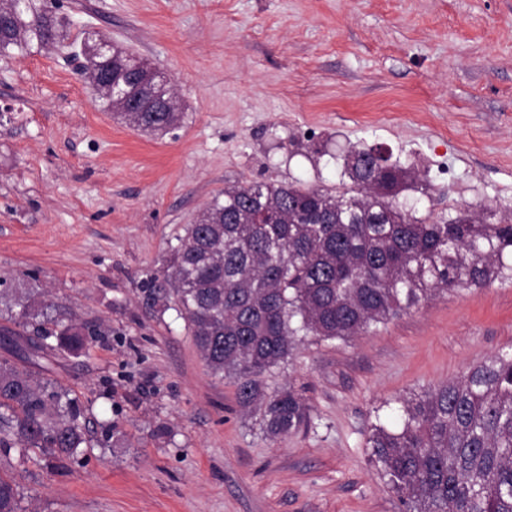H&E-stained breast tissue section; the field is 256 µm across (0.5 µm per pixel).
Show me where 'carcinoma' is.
<instances>
[{"label": "carcinoma", "mask_w": 512, "mask_h": 512, "mask_svg": "<svg viewBox=\"0 0 512 512\" xmlns=\"http://www.w3.org/2000/svg\"><path fill=\"white\" fill-rule=\"evenodd\" d=\"M0 55L65 45L70 24L42 0L18 11ZM125 51L96 67L117 77ZM149 111L141 131L181 121L137 91ZM339 187L259 181L224 187L172 249L164 282L208 367L232 378L238 404L258 411L271 438L309 422L293 390L268 394L263 377L304 336L349 340L448 291L512 280V212L416 216L400 194L411 167L346 152ZM14 327H0V455L40 452L82 464L86 444L77 399L53 378L54 362L80 356L93 334L76 318L48 313L34 288L0 279ZM366 447L406 512H512V350L403 400L394 421L372 425ZM0 512H19L16 484L0 476Z\"/></svg>", "instance_id": "carcinoma-1"}]
</instances>
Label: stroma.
Instances as JSON below:
<instances>
[{"label":"stroma","instance_id":"35a3bbf8","mask_svg":"<svg viewBox=\"0 0 512 512\" xmlns=\"http://www.w3.org/2000/svg\"><path fill=\"white\" fill-rule=\"evenodd\" d=\"M168 72L164 135L101 110L69 50L0 56V277L98 337L54 376L83 466L11 454L21 512H405L366 446L403 398L512 348V282L452 292L349 341L306 340L263 379L310 408L269 438L151 278L225 185L340 183L379 144L419 215L512 208V0H56ZM113 426L104 446L102 426Z\"/></svg>","mask_w":512,"mask_h":512}]
</instances>
